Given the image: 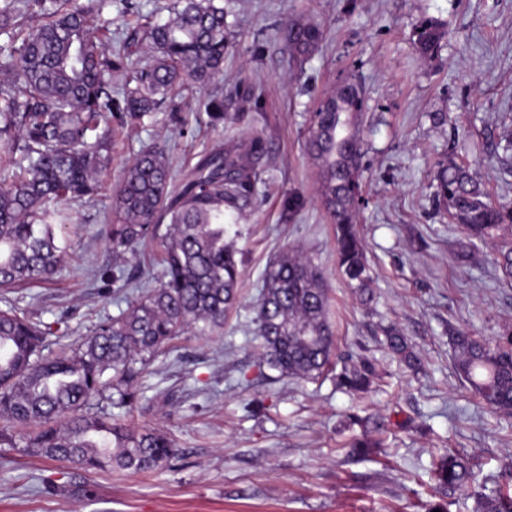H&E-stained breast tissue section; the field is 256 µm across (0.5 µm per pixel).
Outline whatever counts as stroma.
I'll list each match as a JSON object with an SVG mask.
<instances>
[{"instance_id":"35a3bbf8","label":"stroma","mask_w":512,"mask_h":512,"mask_svg":"<svg viewBox=\"0 0 512 512\" xmlns=\"http://www.w3.org/2000/svg\"><path fill=\"white\" fill-rule=\"evenodd\" d=\"M224 67L187 93V123L176 128L162 106L129 129L101 176L102 189L77 209L66 262L49 283L9 293L21 311L59 322L72 344L124 308L102 287L99 270L132 267L153 246L118 258L106 216L126 164L165 146L174 178L198 154L251 132L266 139L254 211L233 241L244 268L242 299L220 335L187 331L149 365L145 396L128 415L135 426L172 435L179 453L158 471L87 470L0 448V512H474L469 491L437 489L439 449L470 458L476 484H512V414L474 399L457 379L449 338L465 330L491 337L512 328V286L493 264L495 245L467 249L458 225L434 211L429 183L446 157L469 164L494 200L512 204V164L496 149L512 131V0H224ZM441 22L447 36L432 62L415 51V25ZM317 25L323 39L300 68L278 39L289 21ZM365 95L367 145L359 230L374 281L362 302L342 281L332 224L318 200L306 150L310 115L345 79ZM235 123L211 126L213 97ZM437 112L449 122L435 124ZM296 191L305 208L292 220L282 199ZM294 248L319 266L328 317L342 356L374 360L380 378L367 394L337 390L332 377L296 382L262 366L253 339L261 275ZM402 330L421 360L413 373L386 350L382 330ZM381 447L353 454L350 442L373 422Z\"/></svg>"}]
</instances>
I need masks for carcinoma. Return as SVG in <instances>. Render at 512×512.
I'll return each mask as SVG.
<instances>
[{
    "label": "carcinoma",
    "instance_id": "1",
    "mask_svg": "<svg viewBox=\"0 0 512 512\" xmlns=\"http://www.w3.org/2000/svg\"><path fill=\"white\" fill-rule=\"evenodd\" d=\"M164 22L139 17L117 51L107 48V21L93 27L81 0H0V32L13 39L0 83V289L48 280L62 265L71 203L95 196L112 149L129 127L165 102L183 125L175 97L189 81L204 82L223 69L227 28L224 0H170ZM41 23L31 25V19ZM447 31L433 20L415 28L418 55L432 60ZM289 60L303 64L322 39L320 28L289 22L279 30ZM365 98L352 81L324 96L311 113L306 150L319 174V201L336 228V256L346 285L361 301L373 281L358 228L363 158L360 120ZM213 126L224 123V98L205 107ZM20 154L27 162L15 158ZM267 141L204 150L180 184L173 183L165 148L140 151L126 166L112 196L107 238L112 253L134 254L159 239L160 274L114 268L104 287L125 297L127 308L100 321L78 345L49 347L51 325L9 305L0 308V447L88 470L131 473L162 468L177 454L174 440L126 419L143 397L140 380L151 359L186 330L201 336L224 330L239 299L238 250L227 225L252 210L262 183ZM432 201L469 237L481 243L512 233V206L492 201L468 168L441 161ZM305 205L290 192L283 216ZM512 283V246L495 258ZM320 269L293 249L272 259L261 279L255 334L265 364L282 378L310 380L332 365L335 332L326 311ZM388 349L415 370L418 357L397 328L386 329ZM457 378L482 403L512 414V329L491 340L450 336ZM376 368L345 363L336 387L366 393ZM435 481L450 489L473 482L470 460L444 452ZM476 512H512V485L479 494Z\"/></svg>",
    "mask_w": 512,
    "mask_h": 512
}]
</instances>
